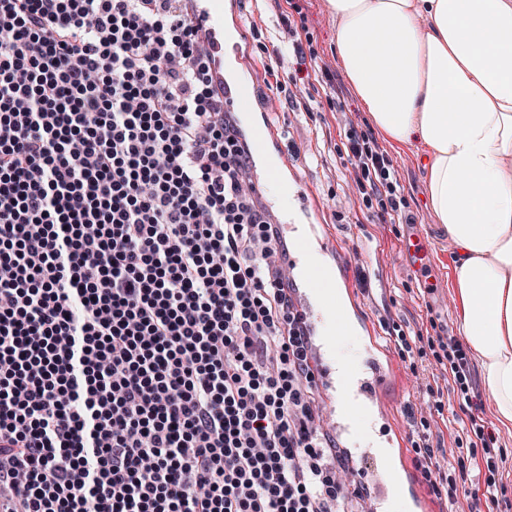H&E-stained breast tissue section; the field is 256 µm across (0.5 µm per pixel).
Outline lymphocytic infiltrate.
<instances>
[{"mask_svg": "<svg viewBox=\"0 0 512 512\" xmlns=\"http://www.w3.org/2000/svg\"><path fill=\"white\" fill-rule=\"evenodd\" d=\"M193 0H0V512H345ZM347 184L412 223L349 124Z\"/></svg>", "mask_w": 512, "mask_h": 512, "instance_id": "lymphocytic-infiltrate-1", "label": "lymphocytic infiltrate"}]
</instances>
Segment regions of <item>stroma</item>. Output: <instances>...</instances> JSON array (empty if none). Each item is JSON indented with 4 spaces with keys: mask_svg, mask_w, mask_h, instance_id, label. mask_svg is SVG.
<instances>
[{
    "mask_svg": "<svg viewBox=\"0 0 512 512\" xmlns=\"http://www.w3.org/2000/svg\"><path fill=\"white\" fill-rule=\"evenodd\" d=\"M225 28L241 24L246 40L243 49L252 71L255 91L262 107H269L276 94L269 88L265 67L274 61L271 37L282 15H289L300 31L306 51L321 65L335 70L339 80L347 75L334 47L336 21L326 0H224ZM287 89L309 100L312 112L281 111L272 115L275 134L273 153L288 165V182L300 193L301 207L290 216L274 212L283 235L292 226H313L324 243L323 256L339 271L346 308L352 323L350 336L338 348L339 356L366 358L368 334H375L387 349V375L380 383L384 417L370 437L394 456L403 458L409 470L417 468L412 446L426 433L434 447L443 451L447 465L441 477L458 478V462L475 467L482 461L481 440L470 432L469 410L459 398L460 387L450 371L447 336H459L453 302L454 255L446 236L440 235L426 207L423 170L415 148H389L403 194L415 218L411 224H378L373 213L349 193L343 156L339 152L343 118L363 123L364 112L354 90L342 101L328 99L309 65L295 58L284 61ZM347 221L338 223L337 210ZM419 231L431 253L428 276H420L401 260L403 239ZM407 339L410 353H401L400 339ZM442 393L438 410L410 415L427 388ZM478 414L497 440L505 456L494 474L491 512H512V431L500 429L488 397H481Z\"/></svg>",
    "mask_w": 512,
    "mask_h": 512,
    "instance_id": "stroma-1",
    "label": "stroma"
}]
</instances>
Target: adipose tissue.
Returning <instances> with one entry per match:
<instances>
[{
  "mask_svg": "<svg viewBox=\"0 0 512 512\" xmlns=\"http://www.w3.org/2000/svg\"><path fill=\"white\" fill-rule=\"evenodd\" d=\"M376 130L422 147L467 351L512 430V0H327Z\"/></svg>",
  "mask_w": 512,
  "mask_h": 512,
  "instance_id": "1",
  "label": "adipose tissue"
}]
</instances>
